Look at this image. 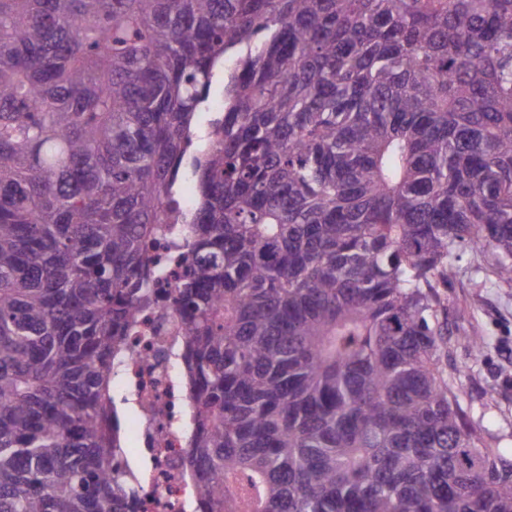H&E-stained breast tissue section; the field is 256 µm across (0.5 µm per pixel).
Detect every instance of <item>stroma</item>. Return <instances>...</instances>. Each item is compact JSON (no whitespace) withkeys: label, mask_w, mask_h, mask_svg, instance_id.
<instances>
[{"label":"stroma","mask_w":512,"mask_h":512,"mask_svg":"<svg viewBox=\"0 0 512 512\" xmlns=\"http://www.w3.org/2000/svg\"><path fill=\"white\" fill-rule=\"evenodd\" d=\"M451 263L454 273L441 291L448 306V374L481 446L512 463V281L467 245ZM475 336L481 347H473Z\"/></svg>","instance_id":"35a3bbf8"}]
</instances>
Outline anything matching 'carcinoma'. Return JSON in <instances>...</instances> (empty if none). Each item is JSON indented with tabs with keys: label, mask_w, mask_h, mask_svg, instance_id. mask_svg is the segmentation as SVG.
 Returning a JSON list of instances; mask_svg holds the SVG:
<instances>
[{
	"label": "carcinoma",
	"mask_w": 512,
	"mask_h": 512,
	"mask_svg": "<svg viewBox=\"0 0 512 512\" xmlns=\"http://www.w3.org/2000/svg\"><path fill=\"white\" fill-rule=\"evenodd\" d=\"M176 288L194 512H512L443 365L512 279V0H0V512H134L115 358L216 72Z\"/></svg>",
	"instance_id": "1"
}]
</instances>
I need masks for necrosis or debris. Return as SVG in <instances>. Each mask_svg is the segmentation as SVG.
<instances>
[{
	"label": "necrosis or debris",
	"mask_w": 512,
	"mask_h": 512,
	"mask_svg": "<svg viewBox=\"0 0 512 512\" xmlns=\"http://www.w3.org/2000/svg\"><path fill=\"white\" fill-rule=\"evenodd\" d=\"M224 118V87H212L201 121L183 161L181 190L164 203L170 222L149 242L147 255L158 295L142 309L126 353L116 361L112 383L127 419L129 448L119 462L134 479L136 512H190L193 481L181 470L180 456L189 429L190 402L183 383L185 342L174 288L184 252L178 244L193 212L187 188L192 162L207 149L209 136Z\"/></svg>",
	"instance_id": "1"
}]
</instances>
